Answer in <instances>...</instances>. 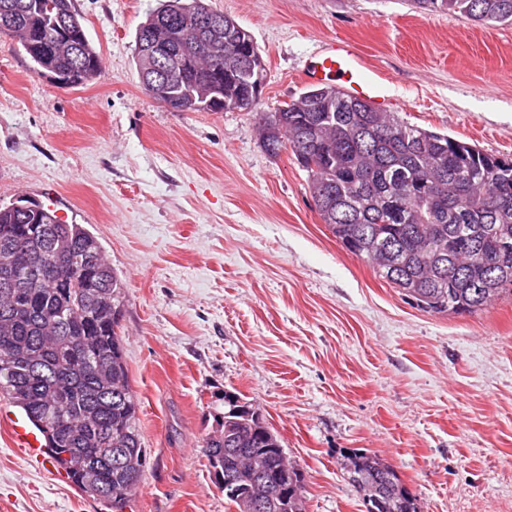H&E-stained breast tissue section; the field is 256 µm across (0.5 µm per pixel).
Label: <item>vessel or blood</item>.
Wrapping results in <instances>:
<instances>
[{"label": "vessel or blood", "instance_id": "b4317fda", "mask_svg": "<svg viewBox=\"0 0 512 512\" xmlns=\"http://www.w3.org/2000/svg\"><path fill=\"white\" fill-rule=\"evenodd\" d=\"M305 75L312 80L334 83L347 95L367 100L377 108L388 105L385 78L367 68L344 43H330L320 56L309 61ZM11 430L18 447L24 448L32 460L44 462L45 450L37 432L23 424L12 425Z\"/></svg>", "mask_w": 512, "mask_h": 512}]
</instances>
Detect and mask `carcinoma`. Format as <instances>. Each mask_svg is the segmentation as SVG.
I'll list each match as a JSON object with an SVG mask.
<instances>
[{
  "label": "carcinoma",
  "mask_w": 512,
  "mask_h": 512,
  "mask_svg": "<svg viewBox=\"0 0 512 512\" xmlns=\"http://www.w3.org/2000/svg\"><path fill=\"white\" fill-rule=\"evenodd\" d=\"M413 4L482 24L512 23V0ZM207 10L205 0H163L136 30L141 82L173 109L224 112L253 95L257 45L229 16L222 34L197 26L194 15ZM0 35L20 44L36 73H60L75 88L102 70L71 0H0ZM153 43L170 52L157 62L171 67L170 77L158 83L145 59ZM263 116L264 148L292 149L330 232L418 307L460 315L512 294V158L329 86ZM28 205L0 204V397L42 432L72 484L120 512L149 461L118 333L125 282L82 225L62 222L37 201ZM281 448L257 410L224 393V431L206 438L205 455L209 469L237 474L225 495L237 512H255L251 456L281 469ZM344 469L367 512H420L379 456L354 450ZM266 512H306L296 468L288 470V499Z\"/></svg>",
  "instance_id": "1"
}]
</instances>
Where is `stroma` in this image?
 <instances>
[{
  "instance_id": "35a3bbf8",
  "label": "stroma",
  "mask_w": 512,
  "mask_h": 512,
  "mask_svg": "<svg viewBox=\"0 0 512 512\" xmlns=\"http://www.w3.org/2000/svg\"><path fill=\"white\" fill-rule=\"evenodd\" d=\"M264 61L255 112L176 111L141 83L135 35L159 0H71L105 60L63 90L0 35V202L36 199L101 243L150 464L125 512H234L202 445L224 395L257 409L303 475L307 512H366L345 455L391 464L421 512H512V295L426 312L323 224L278 111L325 38L388 74L411 124L512 157V24L410 0H207ZM0 399V512H109L33 466Z\"/></svg>"
}]
</instances>
